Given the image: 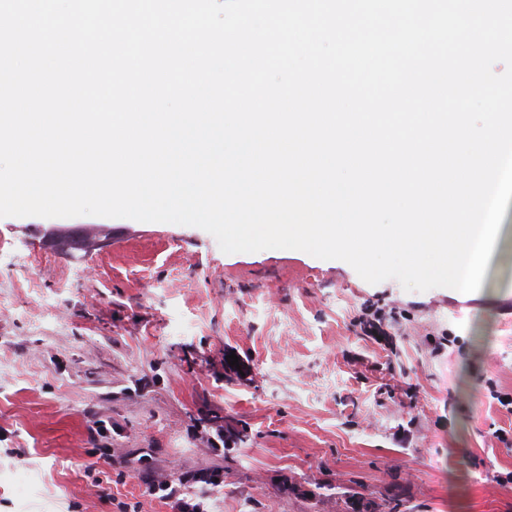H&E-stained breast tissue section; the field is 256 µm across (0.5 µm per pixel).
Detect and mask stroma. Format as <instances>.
I'll return each mask as SVG.
<instances>
[{
	"label": "stroma",
	"instance_id": "obj_1",
	"mask_svg": "<svg viewBox=\"0 0 512 512\" xmlns=\"http://www.w3.org/2000/svg\"><path fill=\"white\" fill-rule=\"evenodd\" d=\"M91 224L111 245L44 235ZM509 302L512 246L478 292H417L300 250L227 254L192 226L2 217L0 512H343L353 482L400 484L411 512H512V411L488 390L512 395ZM370 305L382 335L356 323ZM228 351L249 383L225 381ZM210 410L247 443L225 451ZM104 448L145 449L144 476ZM328 476L337 496L304 497Z\"/></svg>",
	"mask_w": 512,
	"mask_h": 512
}]
</instances>
